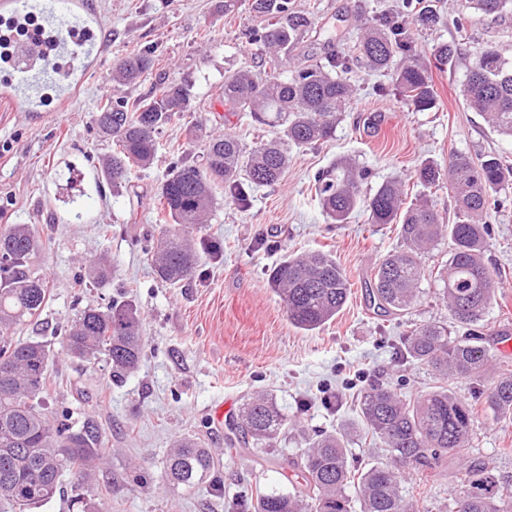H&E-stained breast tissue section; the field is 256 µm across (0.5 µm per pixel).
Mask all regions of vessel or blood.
Here are the masks:
<instances>
[{
	"instance_id": "obj_1",
	"label": "vessel or blood",
	"mask_w": 512,
	"mask_h": 512,
	"mask_svg": "<svg viewBox=\"0 0 512 512\" xmlns=\"http://www.w3.org/2000/svg\"><path fill=\"white\" fill-rule=\"evenodd\" d=\"M93 0H0V103L39 121L63 112L106 46Z\"/></svg>"
}]
</instances>
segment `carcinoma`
<instances>
[{
    "label": "carcinoma",
    "mask_w": 512,
    "mask_h": 512,
    "mask_svg": "<svg viewBox=\"0 0 512 512\" xmlns=\"http://www.w3.org/2000/svg\"><path fill=\"white\" fill-rule=\"evenodd\" d=\"M512 0H468L484 16L497 17ZM251 9L262 24L245 36L266 52L272 78L259 81L248 69L224 77V109L238 120L249 119L279 131V137L245 151L231 132L210 137L205 161L196 166L172 152L170 173L157 191L165 224L161 234L145 246L161 281L180 285L196 272L200 254L193 230L214 208L218 188L236 205L249 203L250 190L271 185L288 169V147H305L333 138L340 112L353 93L341 74L362 64L373 71L392 72L396 91L417 112L437 106L431 68L452 64L457 47L437 45L431 59L413 53L408 16L426 23L436 15L426 0H403L402 10L382 14L370 22L348 55L331 53L318 59L310 43L311 13L294 8L292 0H252ZM297 63L280 76L291 53ZM155 49L145 47L118 60L112 80L131 84L155 67ZM462 96L500 135L512 140V61L485 43L476 66L463 84ZM189 88L162 82L147 95L116 99L99 105L93 115L98 131L115 144L103 173L112 189L128 185L134 168H150L157 156L156 134L190 111ZM433 163L415 173L426 187L439 181ZM369 172L342 160L314 176L320 205L332 224H342L361 205L370 224H396L401 249L374 268L367 295L386 315H406L422 294L425 272L421 254L448 237V262L439 272L442 295L453 320L465 329L448 336L438 322L415 324L400 340L399 352L441 377L487 382L486 404L512 422V371L486 378L491 355L484 335L498 336L484 323L496 297L497 281L484 254L492 218L504 204L502 191L512 186V165L496 154L472 156L454 151L448 160V190L455 200L457 220L443 223L429 200L405 205L403 185L386 181L366 197L360 186ZM37 240L27 224L0 231V505L20 512L54 499L65 477L75 479L73 512H103L93 481L102 464L98 432L90 420L75 419L76 409L61 406L49 419L40 411L47 389L52 353L41 341L13 339L14 327L43 310L49 299L46 280L30 270ZM112 265L101 257L84 267L82 280L100 286L111 276ZM272 289L281 297L289 321L314 330L336 317L351 293V284L327 252L286 256L269 274ZM144 346L142 317L132 300L114 301L104 309L81 311L63 330L62 347L76 359L91 361L104 354L116 373L137 369ZM360 415L367 433L382 442L391 463L365 466L355 473L349 458L350 432L316 436L294 462L303 489L294 492L244 490L235 512H421L419 500L400 489L399 468L428 471L471 443L475 430L473 405L437 386L408 399L377 378H369L360 399ZM254 444L271 448L288 431V417L266 394L251 399L240 418L229 423ZM215 466L210 451L190 437L176 441L166 459L167 479L191 487ZM354 487L355 498L347 494ZM360 510H354V504ZM453 512H512V474L473 463L460 477Z\"/></svg>",
    "instance_id": "1"
}]
</instances>
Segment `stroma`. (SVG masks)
<instances>
[{"label":"stroma","instance_id":"35a3bbf8","mask_svg":"<svg viewBox=\"0 0 512 512\" xmlns=\"http://www.w3.org/2000/svg\"><path fill=\"white\" fill-rule=\"evenodd\" d=\"M224 0H97L107 53L66 112L32 124L0 105V229L27 224L38 249L32 268L46 278L49 300L42 312L13 331L15 339L43 342L51 349L54 379L48 405L78 408L99 431L104 463L95 489L105 512H232L243 484L293 490L291 463L318 433L359 423L356 390L344 389L341 367L354 366L380 376L401 393L416 397L435 386L431 371L398 361L394 346L406 331L404 320L370 307L365 284L376 264L400 245L394 224H371L364 210L347 223H328L311 187L314 175L339 158L366 167L362 194L398 179L409 198L426 197L446 221L454 219L447 178L426 187L416 169L430 161L447 166L451 151L474 155L495 152L512 161V139L503 137L469 109L461 93L468 69L483 41L495 42L512 58V9L491 19L472 15L464 30L453 18L463 0H432L437 21L411 26L415 49L427 56L452 42L458 58L452 69L433 71L438 105L426 112L408 108L390 76L353 69L354 95L337 123L333 139L290 149L291 162L278 182L256 188L248 208L218 197L209 224L198 229L201 242L220 244L218 256L203 254L201 272L172 288L157 277L143 250L147 236L158 235L155 191L172 162L171 148L182 147L201 162L202 144L188 143L185 128L204 124L207 133L224 130L222 87L225 75L247 68L259 79L270 76L258 46L244 32L255 25L250 0L225 13ZM393 0H294L313 12L316 42L334 28V49L350 52L364 24L384 13ZM154 47L160 63L146 81L120 85L114 63L143 47ZM188 84L191 109L180 123L157 136L158 153L150 169L132 171L126 190L113 192L96 183L97 170L113 144L93 123L100 102L135 99L159 82ZM330 252L351 283V295L336 318L312 331L288 319L268 285L270 270L285 256ZM108 256L109 281L86 287L79 278L86 261ZM448 259L440 241L421 259L425 296L411 320L451 324L439 298L437 276ZM485 261L496 269L497 297L485 320L512 326V203L493 221ZM135 300L143 318L145 346L134 373L116 378L106 358L81 361L65 354L61 333L87 307ZM341 393L339 407L320 402L322 387ZM266 394L296 424L263 453L239 445L233 434L215 430L209 409L223 405L239 415L249 399ZM198 438L210 448L215 469L193 487L168 482L165 459L173 442ZM466 456L512 474V423L481 411ZM457 460L433 470L406 472L403 495L422 490L426 512H450L459 478Z\"/></svg>","mask_w":512,"mask_h":512}]
</instances>
